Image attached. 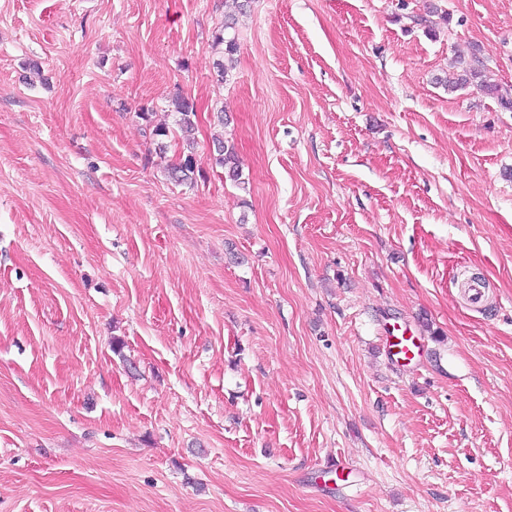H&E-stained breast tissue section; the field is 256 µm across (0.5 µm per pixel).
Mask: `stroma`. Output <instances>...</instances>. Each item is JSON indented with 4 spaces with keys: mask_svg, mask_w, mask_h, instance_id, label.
<instances>
[{
    "mask_svg": "<svg viewBox=\"0 0 512 512\" xmlns=\"http://www.w3.org/2000/svg\"><path fill=\"white\" fill-rule=\"evenodd\" d=\"M240 2L0 0V512H512V0ZM235 18L233 16H225L224 24L214 37V45L216 49L223 54V59L216 63V77L219 82H226L231 76L232 62L239 51L238 38L235 33ZM223 46L222 49L219 47ZM227 61V64H226ZM230 62V65L228 64ZM479 63L480 61L476 59V57L472 62L459 61L458 64L461 65L462 70L460 74H458V77L455 78V81H451L448 84L447 79H440V83L443 82L445 87H448L449 90H454L469 84L475 85L485 94L495 97L502 109L512 111V94L507 90L503 93L501 88L488 81L485 71ZM172 105L176 114L175 132L189 148L182 153L179 162L168 169V176L175 182L181 183L191 178V174L198 165V158L193 148L196 108L194 102L185 96H177L172 100ZM214 164L224 169L225 179L233 182L241 189H246V181L242 178V169L233 145L218 140L215 143Z\"/></svg>",
    "mask_w": 512,
    "mask_h": 512,
    "instance_id": "1",
    "label": "stroma"
}]
</instances>
